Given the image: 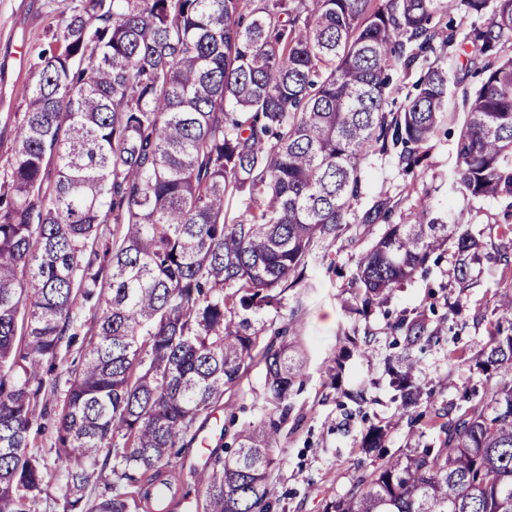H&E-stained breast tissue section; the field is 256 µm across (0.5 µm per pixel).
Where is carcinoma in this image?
<instances>
[{
	"mask_svg": "<svg viewBox=\"0 0 512 512\" xmlns=\"http://www.w3.org/2000/svg\"><path fill=\"white\" fill-rule=\"evenodd\" d=\"M489 0H75L24 86L26 111L0 173V512H38L42 457L29 451L48 414L47 378L71 346L79 297L94 301L81 367L56 426L66 512H172L186 498L174 460L254 358L274 413L213 449L200 512H275L279 422L304 375L298 345L309 265L361 216L368 160L397 147L421 163L448 98L428 67L416 96L384 110L389 72L435 52L436 15ZM487 53L512 40V0L472 31ZM456 183L512 199V59L486 69L457 142ZM246 199L229 215L225 204ZM105 224H114L105 238ZM482 232L425 203L390 224L350 270L365 313L451 252L466 279ZM288 325L260 315L288 292ZM405 351L389 367L399 417L420 400L414 348L436 331L398 319ZM270 332L265 344L261 335ZM499 379L473 410L448 405L441 448L385 458V430L361 447L383 460L326 512H512V335L476 357ZM112 476L94 499L85 490Z\"/></svg>",
	"mask_w": 512,
	"mask_h": 512,
	"instance_id": "cac0c4a2",
	"label": "carcinoma"
}]
</instances>
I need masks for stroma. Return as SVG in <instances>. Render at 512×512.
<instances>
[{"label":"stroma","mask_w":512,"mask_h":512,"mask_svg":"<svg viewBox=\"0 0 512 512\" xmlns=\"http://www.w3.org/2000/svg\"><path fill=\"white\" fill-rule=\"evenodd\" d=\"M70 5L71 0H0V164L12 152L14 127L26 109L22 88L32 82L33 65L48 45V27ZM444 21L454 31L453 41L437 43L435 54L419 60L414 75L393 72L386 90L385 109L397 112L413 96L415 78L429 64H439L448 72L447 104L422 163L406 168L395 149L373 156L364 194L355 209L366 210L372 198L384 191L390 198L389 220L357 226L352 233L341 235L332 253L335 271L323 265L308 270L314 287L305 297L300 329L308 366L294 387L292 409L278 437L281 462L271 472L280 495L276 512H325L327 503L345 495L359 476L371 473L379 460L360 444L362 432L369 427L385 428L384 446L393 456L426 445L435 448L439 445L438 427L432 422L435 413L450 404L469 409L496 387V379L488 377L473 356L488 342L493 329L512 334V315L496 310L501 291L512 285V270L498 259L502 247L512 255V233L504 231L505 226H512V202L473 199L452 187L460 126L489 62L479 45L464 44L463 38L487 18L456 11ZM426 197L455 223L484 227L483 245L470 277L450 281L451 258L446 255L406 282L387 303L374 307L368 317L349 314L342 300L358 253L387 224L405 223ZM419 311L426 312L439 332L418 352L419 417L415 423L403 421L394 426L390 420L399 402L389 385L385 360L397 358L403 347L392 326L403 315ZM366 338L375 350L369 361L361 354ZM453 349L466 351V358H450ZM264 384V366L255 364L234 389L230 408H217L225 440H232L242 424L269 418ZM360 390L366 395L362 403L353 399ZM42 423L44 432L31 444L50 466L39 512H62L61 483L51 469L56 458L53 420L46 417Z\"/></svg>","instance_id":"obj_1"}]
</instances>
